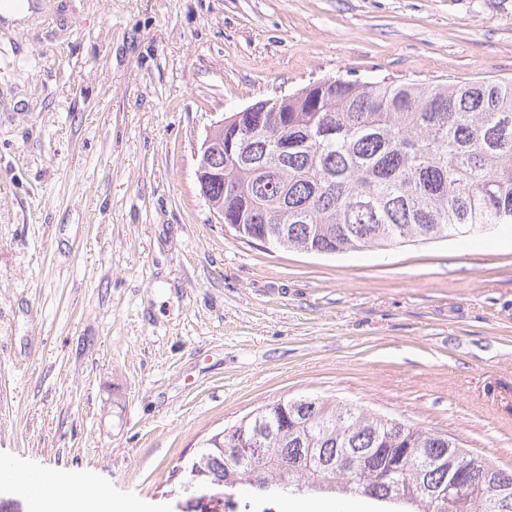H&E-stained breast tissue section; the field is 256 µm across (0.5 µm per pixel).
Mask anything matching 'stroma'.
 <instances>
[{
    "instance_id": "obj_1",
    "label": "stroma",
    "mask_w": 512,
    "mask_h": 512,
    "mask_svg": "<svg viewBox=\"0 0 512 512\" xmlns=\"http://www.w3.org/2000/svg\"><path fill=\"white\" fill-rule=\"evenodd\" d=\"M0 34V468L143 512L256 407L333 396L512 470V225L338 256L237 240L195 145L341 76L512 83V0H29Z\"/></svg>"
}]
</instances>
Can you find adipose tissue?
<instances>
[{
	"mask_svg": "<svg viewBox=\"0 0 512 512\" xmlns=\"http://www.w3.org/2000/svg\"><path fill=\"white\" fill-rule=\"evenodd\" d=\"M50 484L55 485V492H47ZM27 498L32 512H140L133 502L113 499L92 477H75L66 471L49 476L37 472Z\"/></svg>",
	"mask_w": 512,
	"mask_h": 512,
	"instance_id": "ef3b65f1",
	"label": "adipose tissue"
}]
</instances>
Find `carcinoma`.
Segmentation results:
<instances>
[{"label": "carcinoma", "instance_id": "obj_1", "mask_svg": "<svg viewBox=\"0 0 512 512\" xmlns=\"http://www.w3.org/2000/svg\"><path fill=\"white\" fill-rule=\"evenodd\" d=\"M248 144L224 145L209 185L249 238L315 254L479 237L512 224V83L328 77L245 113ZM288 140V151L276 144ZM186 468L214 488L276 497L365 496L381 512H512L478 467L448 490L453 438L331 397L261 405Z\"/></svg>", "mask_w": 512, "mask_h": 512}]
</instances>
